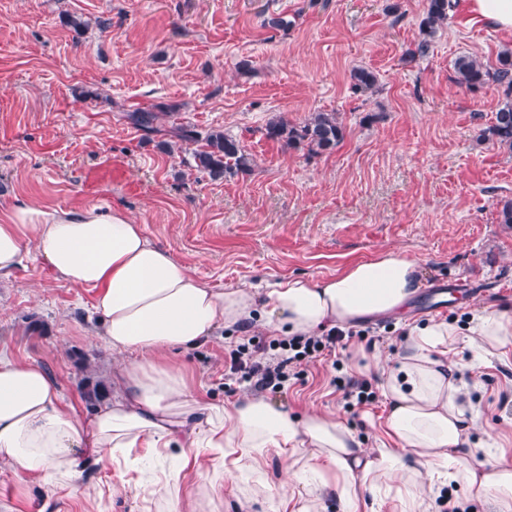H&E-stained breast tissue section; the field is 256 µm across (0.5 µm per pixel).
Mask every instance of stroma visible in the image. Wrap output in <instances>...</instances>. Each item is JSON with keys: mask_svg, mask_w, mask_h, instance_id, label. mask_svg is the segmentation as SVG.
I'll list each match as a JSON object with an SVG mask.
<instances>
[{"mask_svg": "<svg viewBox=\"0 0 512 512\" xmlns=\"http://www.w3.org/2000/svg\"><path fill=\"white\" fill-rule=\"evenodd\" d=\"M439 28L426 56L413 49L427 0H0V211L18 201L68 209L81 203L127 210L148 239L168 248L215 288L266 286L288 276L342 270L385 248L421 264L423 284L405 314L360 322L344 358L358 375L362 353L402 349L410 327L459 320L471 302L512 312V152L483 141L503 99L497 86L456 83L457 57L496 64L512 37L470 21L467 0ZM397 12H390V5ZM273 17L286 19L270 26ZM373 71L354 92L350 73ZM155 113V132L129 112ZM335 112L343 141L319 154L267 138V123ZM214 130L239 140L250 170L220 179L196 170L195 142ZM480 281L428 313L434 285ZM91 291L54 280L36 250L0 275V349L36 360L66 404L92 414L87 390L111 398L115 355L97 339ZM241 332L175 355L195 389L229 402L248 384L224 377V349ZM462 380L475 389L483 428L505 433L512 462V356L464 348ZM331 358L299 366L269 401L295 413L336 414L364 448L391 447L384 400L344 408ZM130 449L121 468H91V495L31 484L0 468V505L14 512H166ZM230 472L211 489L187 471L183 512H239L253 489Z\"/></svg>", "mask_w": 512, "mask_h": 512, "instance_id": "35a3bbf8", "label": "stroma"}]
</instances>
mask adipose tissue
Segmentation results:
<instances>
[{
    "instance_id": "obj_1",
    "label": "adipose tissue",
    "mask_w": 512,
    "mask_h": 512,
    "mask_svg": "<svg viewBox=\"0 0 512 512\" xmlns=\"http://www.w3.org/2000/svg\"><path fill=\"white\" fill-rule=\"evenodd\" d=\"M35 248L56 279L94 293L101 341L121 358L112 399L87 418L64 403L56 380L36 362L0 352V466L39 482L74 487L88 466L111 467L130 448L146 449L144 470L180 512L185 467L221 485L231 470L262 473L269 454L286 463L266 479L267 500L290 512H319L323 498L357 512L362 492L390 494L392 512H416L424 476L438 473L471 500L512 512V464L498 458L490 432L472 437L479 414L458 376L456 325L433 320L409 330L397 358L382 349L364 370L380 373L391 448L370 453L335 415L303 414L243 394L229 404L202 399L171 355L199 347L224 328L273 336H316L362 320L402 318L422 286L417 259L386 249L320 277H288L260 288H215L162 246L130 213L83 204L50 209L21 202L0 213V273ZM471 343L512 354V315L475 309ZM177 451L163 468L157 449Z\"/></svg>"
}]
</instances>
